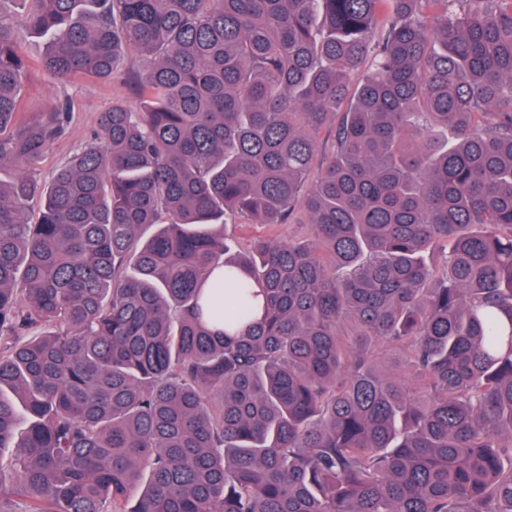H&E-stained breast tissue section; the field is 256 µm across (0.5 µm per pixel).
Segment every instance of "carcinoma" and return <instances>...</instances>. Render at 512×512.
Returning <instances> with one entry per match:
<instances>
[{
  "instance_id": "obj_1",
  "label": "carcinoma",
  "mask_w": 512,
  "mask_h": 512,
  "mask_svg": "<svg viewBox=\"0 0 512 512\" xmlns=\"http://www.w3.org/2000/svg\"><path fill=\"white\" fill-rule=\"evenodd\" d=\"M25 2L0 512H512V0ZM21 29L60 83L144 63L48 182Z\"/></svg>"
}]
</instances>
